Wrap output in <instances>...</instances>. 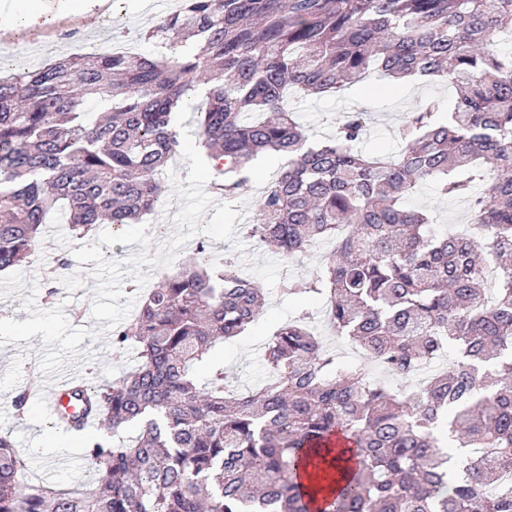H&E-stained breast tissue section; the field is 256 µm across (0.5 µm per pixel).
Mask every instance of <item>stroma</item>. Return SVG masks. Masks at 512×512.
Here are the masks:
<instances>
[{
  "instance_id": "35a3bbf8",
  "label": "stroma",
  "mask_w": 512,
  "mask_h": 512,
  "mask_svg": "<svg viewBox=\"0 0 512 512\" xmlns=\"http://www.w3.org/2000/svg\"><path fill=\"white\" fill-rule=\"evenodd\" d=\"M70 2L42 0L43 11L36 22L30 23L18 18L16 8L7 6L6 0H0V47H6L8 51L7 58L0 63L1 75L39 68L56 56L83 52L89 45L102 48L118 36L131 49H144L141 34L151 30L161 17L160 12L151 10L150 0H106L100 11L83 14L69 12ZM453 97L452 88L430 81L406 94L398 95L384 89L369 98L356 97L349 88L336 97L301 102L296 117L309 134L323 139L333 134L347 113L366 111L369 114L367 149L390 153L400 144L399 133L411 106L432 101L444 106ZM280 167L278 157L267 156L234 201L235 211L241 214L235 222L236 235L246 246L245 251L236 255L240 272L257 281L266 295V304L258 319L243 336L226 341L218 354L230 381L239 391L266 381L264 346L278 327L295 316L299 307H308L314 326L326 334L328 344L336 353L350 350L344 339L329 336L323 305L311 302L305 296L289 298L280 293L282 261L279 255L246 234L245 227L253 220L264 187L276 179ZM409 203L436 211L439 231L452 233L469 226L467 213L459 205L442 199L431 187L418 189ZM102 230V225H95L92 233L80 238L61 219H54L44 226L41 248L31 262L0 272V319L27 320L29 314L22 303L24 298L31 296L43 310L51 309L53 303H64L71 326L99 331L98 339H84L79 346V356L68 359L62 366L63 372L87 378L94 385L119 379L135 364L137 357V349L133 346L124 352H116L111 333L102 332L101 321L91 318L96 285L91 272L95 265L71 258L74 250L95 244ZM61 255L71 259L68 279L58 283L55 299L50 302L46 292L53 278L54 261ZM44 351L45 345L38 335L0 346V433L9 434L15 450L28 461L22 477L24 483L63 485L75 490L96 487L98 476L85 458L81 443H74L65 452L49 447L46 440L48 410L44 403L33 401L21 417L10 406L12 396L23 387L53 384L54 375L44 373L40 365Z\"/></svg>"
}]
</instances>
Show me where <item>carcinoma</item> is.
Wrapping results in <instances>:
<instances>
[{
    "label": "carcinoma",
    "mask_w": 512,
    "mask_h": 512,
    "mask_svg": "<svg viewBox=\"0 0 512 512\" xmlns=\"http://www.w3.org/2000/svg\"><path fill=\"white\" fill-rule=\"evenodd\" d=\"M505 28L512 0H184L147 33L154 54L91 47L1 77L0 271L39 250L59 208L81 237L155 211L181 146L175 114L204 83L198 137L222 158L216 189L234 199L273 151L286 162L254 236L288 265L332 245L308 282L284 275L280 292L321 297L335 335L389 376L453 356L421 389L396 393L369 363L337 367L302 312L268 344V380L232 396L215 350L245 333L263 295L229 256L219 269L198 257L114 333L118 349L137 347L136 364L71 391L102 418L86 440L97 488L23 483L4 434L0 512H512V484L500 483L512 469ZM376 69L457 90L444 114L433 102L409 112L393 155L362 153L363 111L314 142L287 108ZM426 183L469 201L473 232L441 235L432 212L402 206ZM51 425L86 432L65 411Z\"/></svg>",
    "instance_id": "obj_1"
}]
</instances>
